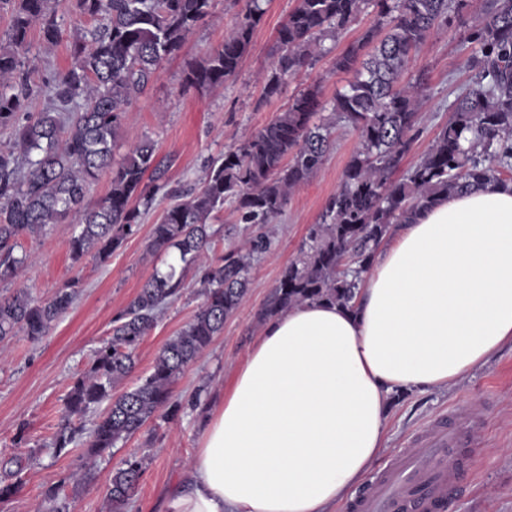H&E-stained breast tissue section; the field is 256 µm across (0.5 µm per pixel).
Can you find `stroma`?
Masks as SVG:
<instances>
[{
	"mask_svg": "<svg viewBox=\"0 0 512 512\" xmlns=\"http://www.w3.org/2000/svg\"><path fill=\"white\" fill-rule=\"evenodd\" d=\"M294 5V0H269L237 75L221 86L197 89L183 82L189 66L220 47L225 32L247 7V0H215L211 15L163 62L144 93L132 103L113 158L122 160L140 140L148 138L156 144L161 168L159 176L146 179L155 193L151 209L137 232L108 261L90 254L80 264H73L69 241L77 227L69 222L54 225L46 235L20 239L29 261L16 283L0 282V293L17 285L27 288L34 299L46 301L73 282L77 295L40 342H30L21 332L0 341V457L18 455L27 461L23 490L0 504V512H39L45 490L58 484L73 512H107L104 496L112 472L131 453L144 458L145 473L127 512H166L168 492L180 481L200 446L206 413L230 389L237 368L264 328L259 312L340 186L358 143L352 128H336L335 144L320 170L290 195L283 213L272 223L273 249L252 265L244 302L225 321L223 333L174 386V397L183 405L178 415L166 422H148L110 455L98 459L89 472L83 467L82 449L56 457L48 444L61 422L73 378L89 367L95 351L110 339L115 314L137 295L153 271L164 265V257L148 249L153 226L164 211L181 196L198 190L214 158L272 120L301 88L319 84L323 99L328 100L349 81V74L336 71L333 61L373 24V14L361 15L338 40H325V52L312 67L288 77L278 94L266 95V78L278 57L277 31ZM59 25L61 37L52 48H45L39 31L30 35L26 70L33 93L25 117L32 119L46 110L56 76L72 64L70 43L75 30L92 29L95 22L71 9L64 11ZM471 50L458 28H442L427 38L411 61L406 78L424 79L426 98L418 115L419 134L403 167L415 164L428 150L447 121L458 90L470 84L465 61ZM199 276V271H190L178 299L163 308L156 326L137 349L135 374L125 380V387H132L136 377L149 373L161 347L200 307ZM196 396L201 399L197 407L191 404ZM449 414L468 416L479 424L472 473L461 481L452 512H512L511 347L448 389L395 394L390 405L389 441L374 473H381L408 451L430 423Z\"/></svg>",
	"mask_w": 512,
	"mask_h": 512,
	"instance_id": "35a3bbf8",
	"label": "stroma"
}]
</instances>
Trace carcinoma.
<instances>
[{"instance_id":"obj_1","label":"carcinoma","mask_w":512,"mask_h":512,"mask_svg":"<svg viewBox=\"0 0 512 512\" xmlns=\"http://www.w3.org/2000/svg\"><path fill=\"white\" fill-rule=\"evenodd\" d=\"M11 7L10 26L0 35V127L12 130L13 147L0 149V281L16 276L27 254H16L23 235L39 237L68 219L79 232L69 243L78 264L89 253L107 261L135 232L152 197L145 176L159 170L156 145L145 139L118 166L112 152L132 101L177 52L193 28L211 14L212 0H0ZM266 0H248L246 12L223 44L185 77L212 88L236 75ZM470 0H296L280 27L278 66L267 82L276 94L286 77L310 66L326 39H336L371 9L376 20L360 39L336 56V70L353 73L329 103L321 88L297 93L274 119L225 152L207 169L202 186L170 206L154 225L148 249L175 258L154 272L138 294L112 318V338L90 367L74 378L65 416L50 447L67 454L87 434L86 466L140 432L151 420L173 419L181 410L173 385L224 330L243 301L253 263L271 251L267 225L289 194L319 170L335 127L358 133V144L321 221L309 228L296 258L284 269L259 317L265 321L308 303L349 307L359 293L376 250L395 224H403L449 195L486 180L512 181V0H484L472 24ZM98 22L75 32L73 65L55 80L51 107L26 123L30 96L22 72L32 30L46 45L60 38L58 13L68 5ZM466 27L474 46L466 66L472 84L428 152L406 170L401 162L417 137L418 108L426 86L402 81L415 53L435 29ZM331 107L333 120L313 122ZM110 172V188L97 206H84L87 187ZM231 203L251 227L244 245L201 265L217 230L211 217ZM201 269L204 297L194 317L160 349L151 373L115 393L136 366L135 352L154 328L161 309L176 299L185 272ZM76 282L39 302L25 289L0 296V340L21 331L33 342L48 335L71 307ZM105 406L89 432L71 418ZM18 457L0 459V503L25 485ZM143 459L131 455L112 473L106 490L109 512H125L139 490ZM46 512H69L60 488L44 492Z\"/></svg>"}]
</instances>
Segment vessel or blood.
Returning <instances> with one entry per match:
<instances>
[{
    "instance_id": "1",
    "label": "vessel or blood",
    "mask_w": 512,
    "mask_h": 512,
    "mask_svg": "<svg viewBox=\"0 0 512 512\" xmlns=\"http://www.w3.org/2000/svg\"><path fill=\"white\" fill-rule=\"evenodd\" d=\"M474 422L439 418L414 440V454L397 460L351 512H449L452 491L470 470L456 455L474 439Z\"/></svg>"
}]
</instances>
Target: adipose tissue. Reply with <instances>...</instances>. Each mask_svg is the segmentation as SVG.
<instances>
[{
	"mask_svg": "<svg viewBox=\"0 0 512 512\" xmlns=\"http://www.w3.org/2000/svg\"><path fill=\"white\" fill-rule=\"evenodd\" d=\"M512 347V182L420 212L376 251L354 309L266 323L168 512H333L387 442L392 396L458 383Z\"/></svg>",
	"mask_w": 512,
	"mask_h": 512,
	"instance_id": "1",
	"label": "adipose tissue"
}]
</instances>
